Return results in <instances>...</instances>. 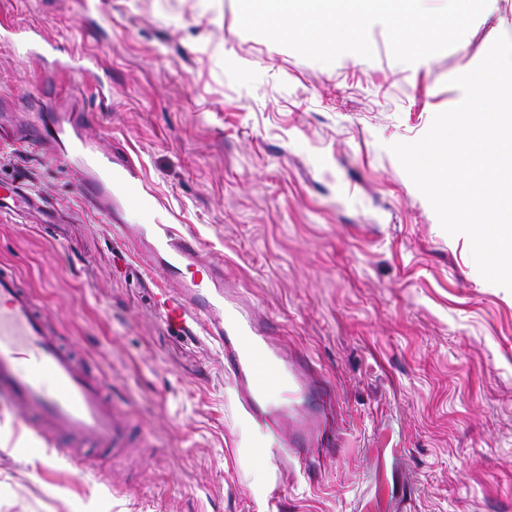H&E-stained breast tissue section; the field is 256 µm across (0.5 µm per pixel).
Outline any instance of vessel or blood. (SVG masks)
<instances>
[{"label":"vessel or blood","instance_id":"obj_1","mask_svg":"<svg viewBox=\"0 0 512 512\" xmlns=\"http://www.w3.org/2000/svg\"><path fill=\"white\" fill-rule=\"evenodd\" d=\"M0 40L31 53L57 51L56 45H38L17 27L1 28ZM72 120L67 113H39L27 140L45 148L49 157L70 161L85 147L70 132ZM72 176L102 223L115 224L144 268L162 266L170 285L160 290L156 311L165 324L183 333L201 331L219 347L225 372L239 384L253 447L265 456L286 444L301 456L335 454L336 437L322 427L326 399L314 394L308 362L280 350L260 313L225 303L223 267L206 258L195 230L173 224L141 165L105 150L97 154L93 169L76 168ZM130 206L147 215V225L116 223L117 214ZM0 403L22 422L37 418V437L56 444L55 455L43 460L46 469L60 457L81 469L93 452L119 457L136 446L133 422L113 394L111 379L91 370L64 344L34 293L5 269L0 271Z\"/></svg>","mask_w":512,"mask_h":512}]
</instances>
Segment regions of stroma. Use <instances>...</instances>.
I'll list each match as a JSON object with an SVG mask.
<instances>
[{
  "instance_id": "1",
  "label": "stroma",
  "mask_w": 512,
  "mask_h": 512,
  "mask_svg": "<svg viewBox=\"0 0 512 512\" xmlns=\"http://www.w3.org/2000/svg\"><path fill=\"white\" fill-rule=\"evenodd\" d=\"M0 22L94 61L70 73L0 44V114L32 122L81 100V133L139 161L316 364L339 444L305 468L286 447L254 465L218 347L155 310L162 271L109 241L59 163L7 147L0 178L43 206L0 210V266L122 390L147 453L46 473L19 453L32 431L0 409V512H512V291L480 275L389 149L461 102L451 80L512 36V0L414 64L379 24L373 59L308 60L244 32L236 0H0Z\"/></svg>"
}]
</instances>
